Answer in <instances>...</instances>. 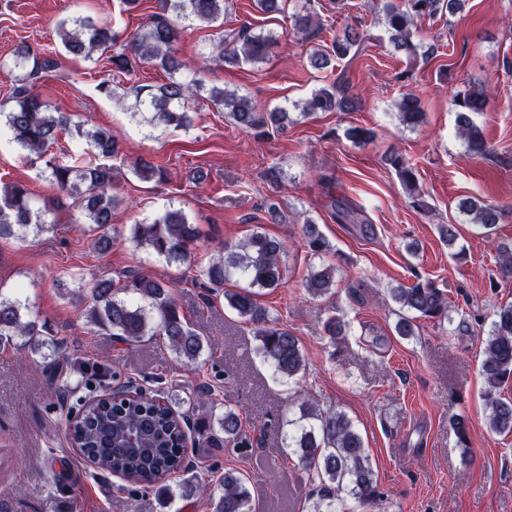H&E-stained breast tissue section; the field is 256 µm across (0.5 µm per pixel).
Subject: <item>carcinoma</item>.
I'll return each mask as SVG.
<instances>
[{
  "instance_id": "carcinoma-1",
  "label": "carcinoma",
  "mask_w": 512,
  "mask_h": 512,
  "mask_svg": "<svg viewBox=\"0 0 512 512\" xmlns=\"http://www.w3.org/2000/svg\"><path fill=\"white\" fill-rule=\"evenodd\" d=\"M299 6L290 15L293 30L304 41H309L323 29V22L311 7V0H297ZM466 0H385L384 22L388 39L394 49L408 56L417 54L413 42L414 20L434 18L446 12L455 14L462 10ZM226 0H158L159 12L151 15L131 36L122 51L110 54L117 43V34L109 23H100L90 16L77 17L72 22L62 21L57 33L65 51L74 58L89 60L94 53L106 55L110 70L132 73L140 61H153L169 74V82L159 86L143 85L136 88L138 107L150 114L147 122L153 125L174 126L186 129L191 126L193 104L207 93V98L227 112L235 124L249 129L269 126L284 130L290 123L288 112L275 108L259 113L251 100L234 91L218 87L209 89L195 81L179 80L175 74L183 69H193L205 60L187 62L179 55V42L184 23L201 26L224 25ZM288 0H255V6L264 14L286 15ZM364 33L353 26L345 27L343 35L333 39L337 56L349 54L351 48L361 44ZM271 45V36L253 35L246 27L222 31L216 49L218 59L227 66L242 62L263 61ZM15 66L26 73L13 86V107L1 112L3 124L10 139L22 150L42 157L58 136L70 128L85 137L87 145L100 162L78 167L60 160L46 162L49 179L61 190L77 196L83 223L91 225V244L94 250L106 252L116 243L112 236V214L121 199L111 193L115 181L112 159L120 154V144L112 133L97 128L84 131V123L73 121L72 115L51 111L48 104L32 92L33 82L41 75L56 70L58 63L50 52L34 53L26 48L19 53ZM487 98L484 90L467 88L459 93L452 105L456 110L460 135L467 149L474 155H484L488 146L483 131L473 115L484 111ZM355 101L336 88L322 87L314 91L302 107V114L316 112L349 111ZM401 122L416 128L425 121L426 113L420 101L406 94L399 103ZM389 163L396 169L401 184L419 207L425 205L412 164L401 155H392ZM133 172L142 179L163 178L164 169L145 158L133 163ZM50 210L46 203L41 208L33 205V194L22 183H11L0 188V238L25 237L27 229L49 231L43 216ZM461 210L468 221L489 237L498 221V207L479 198L462 202ZM342 223H359V232L369 238L374 227L358 221L353 209L343 206L336 211ZM306 245L314 256L331 250L330 244L313 221L305 225ZM199 238L197 225L187 214L169 208L152 220L132 225L130 240L147 248L150 253L167 262L184 263L192 245ZM283 245L258 229L233 248L212 262L206 276L214 288L224 290L227 306L247 324L255 326L259 341L257 352L269 364L273 375L282 383H290L306 371V359L297 336L280 326L278 319L269 316L258 302L262 289H275L284 281ZM336 267L321 264L312 268L305 288L313 298L327 295L335 282ZM242 280L243 286L224 288L232 280ZM175 285L170 280H156L135 272L126 275V281L116 282L101 277L83 289L80 301L85 304L87 322L110 332L113 338L142 343L161 337L171 350L188 362L197 360L210 340L196 333L180 311L174 295ZM392 298L400 305L401 314L395 329L400 336H414L415 321L432 318L448 320L451 305L445 294L432 281H419L411 286L399 285L391 289ZM347 323L332 316L324 323V333L334 346L344 341ZM22 342L48 354L45 369L49 373L48 392L60 389L58 381L62 367L54 359L58 339L43 336L39 319L33 314L23 315L21 303L0 294V347ZM481 372L485 380L484 398L489 414L490 430L498 433L512 431V400L501 397V386L512 380V304L499 307L481 346ZM194 406H215L208 387H199L183 397L180 390L162 392L158 397L140 396L127 401L109 402L103 398L86 399L67 418L66 428L72 442L78 445L92 466L101 472L124 477L133 484L147 483L156 488L164 502L174 498L171 486L164 483V475L182 473L178 485L180 497L197 494L199 486L187 477L193 464L187 461L185 427L189 418L180 411L185 403ZM299 415L283 422L286 447L293 449L300 463L315 472L319 485L317 499L311 512H344L341 507L347 495L362 507L372 506L382 496L367 454L364 440L352 420L341 411H323L317 404L305 399L298 405ZM139 430L137 446H124V435L131 429ZM210 432L199 447L219 450L231 447L246 454L254 441L243 431L239 414L231 409L217 419H209L198 427L199 433ZM221 493L211 500L213 512H253L252 494L247 479L238 471L224 472L219 483Z\"/></svg>"
}]
</instances>
